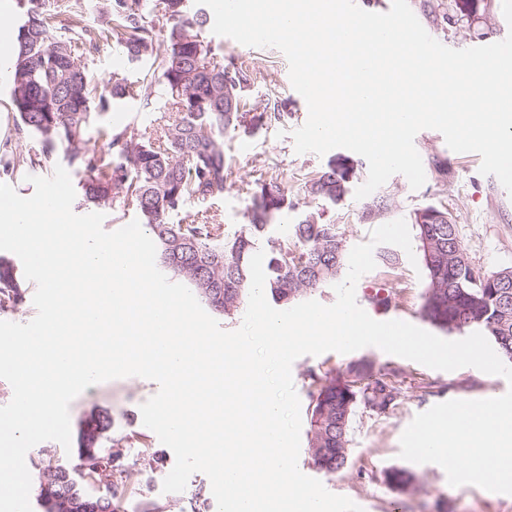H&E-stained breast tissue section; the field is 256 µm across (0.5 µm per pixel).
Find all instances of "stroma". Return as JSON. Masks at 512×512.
<instances>
[{
  "instance_id": "obj_1",
  "label": "stroma",
  "mask_w": 512,
  "mask_h": 512,
  "mask_svg": "<svg viewBox=\"0 0 512 512\" xmlns=\"http://www.w3.org/2000/svg\"><path fill=\"white\" fill-rule=\"evenodd\" d=\"M501 5L502 0H479L471 18L449 28L442 35L443 41L450 48L464 49L500 34L507 26ZM204 36L212 44L221 46L225 54H234L249 62V96L256 107H264L268 99L274 98L287 103L290 112L288 121L265 126L255 134L225 136L224 153L234 170V177L222 199L205 202L202 208L214 215L217 222L225 224L227 232H234L246 221L248 183L273 169L280 172L291 201L290 208L280 217L281 224L289 226L307 212L323 211L325 219L337 225L343 245L349 250L369 241L374 227L409 218L416 208L440 199L458 224L467 256L475 269L484 272L512 268V194L494 184L491 176L480 173V158L466 159L450 150L438 131H420L414 144L420 156L435 154L447 159L445 182L438 183L429 178L420 189L414 190L403 175L391 176L382 190L393 197L394 203L374 222L360 219L361 202L355 196H347L333 206L296 194L294 187L298 179L322 171L341 158L353 163L352 184L360 186L368 177V163L359 154L343 148L322 156L296 153L291 133L306 122L308 109L303 97L290 83L289 64L283 53L272 47H239L233 39L215 35L209 29L205 30ZM164 104L161 97L148 107L129 101L107 113L106 119L135 135L148 136L153 133ZM400 262L397 276H388L378 267L362 276L356 289L361 292L371 287L390 295L388 307H368L367 313L373 319L381 321L399 316L421 329H428V322L420 316L427 274L425 270L414 269L408 257H401ZM0 268L12 271L14 285L23 295L21 302L10 306L9 318L16 323L27 322L36 315L33 305L36 286L25 278L22 263L13 253L0 251ZM362 358L400 369L404 383L398 405L384 413L357 408L349 428L347 464L333 474L316 468L308 445L310 433L302 431L300 471L319 479L330 492L350 498L363 512H512V495L491 493L473 485L450 486L439 465L416 464L399 456L400 436L418 413L448 400L498 397L512 385L502 376L473 367L438 371L368 346L348 354L327 352L297 358L292 365V379L301 405L310 404L312 375H337L349 362ZM429 382L442 386V393L422 397L421 388ZM158 389L155 381L135 376L88 387L69 408L70 448H63L55 441L42 442L28 451L27 466H35L47 452L67 456L69 462H76V449L85 445L82 425L90 420L98 428L97 447L112 452L114 469H131L136 473L132 482L113 485L112 512H142L149 505L159 507L160 512H215L216 500L204 473L192 474L183 492L157 493L153 490L175 464L173 451L143 425L139 410ZM394 468H404L415 474L416 485L406 491L391 486L386 474Z\"/></svg>"
}]
</instances>
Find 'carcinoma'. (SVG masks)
<instances>
[{
    "instance_id": "cac0c4a2",
    "label": "carcinoma",
    "mask_w": 512,
    "mask_h": 512,
    "mask_svg": "<svg viewBox=\"0 0 512 512\" xmlns=\"http://www.w3.org/2000/svg\"><path fill=\"white\" fill-rule=\"evenodd\" d=\"M16 44L8 60L10 103L17 130L40 139L41 151L24 154L5 144L0 168L17 174L44 165L58 148L70 167L85 174L80 204L133 210L156 245L159 264L184 278L211 309L238 310L249 296V263L265 244L264 292L278 305H288L336 280L346 254L336 225L323 214L307 213L291 231L273 233L281 212L290 206L279 175H262L249 188L248 222L233 234L204 214L189 213L195 202L224 197L233 170L224 155V135L252 132L288 119L286 105L274 102L259 112L246 95L247 62L224 55L204 40L210 21L195 0H103L104 19L91 23L85 0H19ZM172 23L160 38V21ZM134 64L153 60L160 77L146 74L130 83L124 77L98 79L88 61L105 48ZM169 96L171 112L156 137L137 138L125 128L101 123L96 145H87L91 111L102 114L126 98L145 105L159 88ZM234 101V111L224 102ZM346 172L331 164L303 180L301 190L325 202L346 197ZM390 195L377 193L361 205V218L373 220L388 211ZM422 251L428 286L420 314L439 330L452 334L477 330L512 360V268L480 273L462 264L465 253L455 220L420 223L412 218ZM398 369L370 359L348 363L331 378L311 376L309 448H330L314 459L318 469L333 474L348 461V433L357 404L375 412L398 405ZM56 469L54 490L77 485L69 463L57 458L40 462ZM390 484L407 488L415 481L405 469L387 474Z\"/></svg>"
}]
</instances>
